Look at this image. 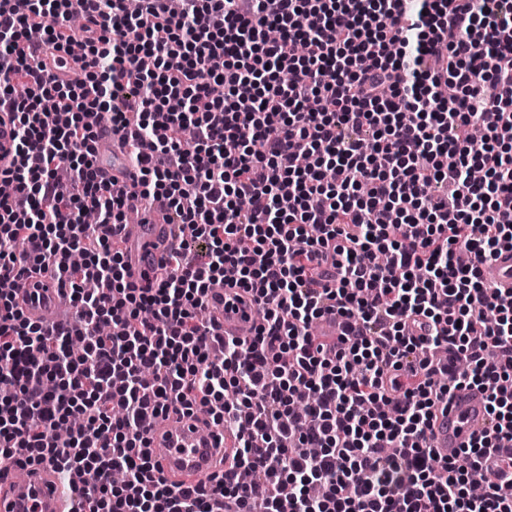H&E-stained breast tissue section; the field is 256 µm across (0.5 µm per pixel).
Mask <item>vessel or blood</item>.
<instances>
[{
    "instance_id": "b4317fda",
    "label": "vessel or blood",
    "mask_w": 512,
    "mask_h": 512,
    "mask_svg": "<svg viewBox=\"0 0 512 512\" xmlns=\"http://www.w3.org/2000/svg\"><path fill=\"white\" fill-rule=\"evenodd\" d=\"M97 148L112 154L111 175L122 184H132L133 171L127 167L119 142L110 132H100ZM16 162L14 126L10 115L0 112V170ZM124 251L133 279L152 273L174 240L161 210H153L147 222L124 225ZM486 279L512 288V251L498 254L483 270ZM27 288L16 299L18 308L30 320L49 324L64 301L54 277L34 271L26 279ZM241 288L228 283L208 297L213 312L212 326L216 333L229 337L241 334L244 325L252 322V306L236 304ZM487 420L485 400L473 388L461 386L454 390L449 402L438 405L431 422V446L439 459L454 457L470 437L481 431ZM152 458L161 476L170 483L196 484L200 475L216 470L220 460L230 458L236 444L222 427L203 426L195 418L179 413L156 424L151 433ZM0 512H71L69 497L62 490L55 472L39 463L26 465L22 476L8 474L0 478Z\"/></svg>"
}]
</instances>
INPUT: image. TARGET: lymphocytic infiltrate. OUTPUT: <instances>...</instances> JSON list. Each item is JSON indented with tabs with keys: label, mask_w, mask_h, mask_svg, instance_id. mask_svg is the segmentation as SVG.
<instances>
[{
	"label": "lymphocytic infiltrate",
	"mask_w": 512,
	"mask_h": 512,
	"mask_svg": "<svg viewBox=\"0 0 512 512\" xmlns=\"http://www.w3.org/2000/svg\"><path fill=\"white\" fill-rule=\"evenodd\" d=\"M0 107L1 465H54L72 512H512V289L483 278L512 250V0H0ZM156 201L180 246L135 281L114 230ZM32 267L72 321L17 309ZM229 270L265 312L248 338L208 329ZM462 385L489 424L442 461L432 410ZM175 408L239 441L207 487L151 461ZM16 162V142L11 115L0 112V170L12 167ZM108 150L112 153V169H109L112 178L120 184L131 185L134 181V172L125 163L124 151L115 136L108 131L100 132L97 141V151L101 153Z\"/></svg>",
	"instance_id": "1"
}]
</instances>
